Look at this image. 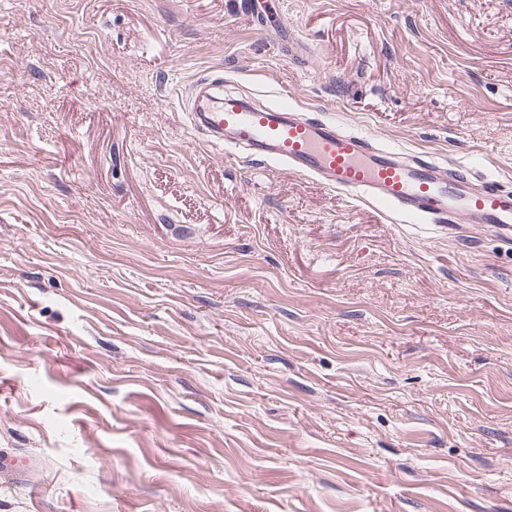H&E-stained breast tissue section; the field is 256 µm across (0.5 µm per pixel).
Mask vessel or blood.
<instances>
[{
    "label": "vessel or blood",
    "instance_id": "obj_1",
    "mask_svg": "<svg viewBox=\"0 0 512 512\" xmlns=\"http://www.w3.org/2000/svg\"><path fill=\"white\" fill-rule=\"evenodd\" d=\"M187 116L213 145L245 150L405 218L476 224L512 241V191L496 180L475 181L463 170L378 145L285 104L225 95L220 76L193 82Z\"/></svg>",
    "mask_w": 512,
    "mask_h": 512
}]
</instances>
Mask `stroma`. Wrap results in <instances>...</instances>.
Returning <instances> with one entry per match:
<instances>
[{
	"instance_id": "35a3bbf8",
	"label": "stroma",
	"mask_w": 512,
	"mask_h": 512,
	"mask_svg": "<svg viewBox=\"0 0 512 512\" xmlns=\"http://www.w3.org/2000/svg\"><path fill=\"white\" fill-rule=\"evenodd\" d=\"M215 68L512 189V0H0V512H512V242L226 160Z\"/></svg>"
}]
</instances>
